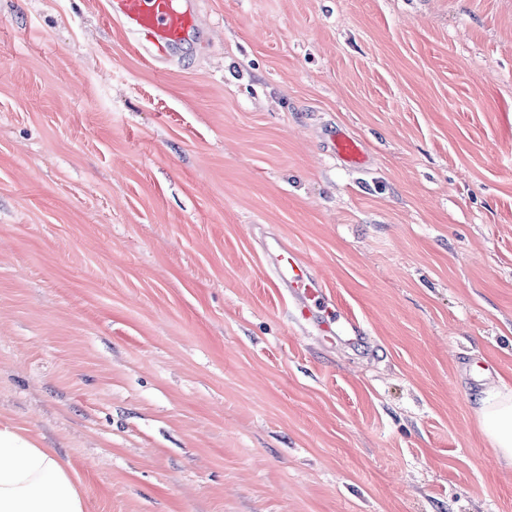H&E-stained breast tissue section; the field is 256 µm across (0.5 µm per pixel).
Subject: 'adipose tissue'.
<instances>
[{"instance_id": "ef3b65f1", "label": "adipose tissue", "mask_w": 512, "mask_h": 512, "mask_svg": "<svg viewBox=\"0 0 512 512\" xmlns=\"http://www.w3.org/2000/svg\"><path fill=\"white\" fill-rule=\"evenodd\" d=\"M475 413L498 459L512 466V389L484 392ZM0 512H86L69 464L6 422H0Z\"/></svg>"}]
</instances>
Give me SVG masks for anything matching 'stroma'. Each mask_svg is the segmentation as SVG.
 <instances>
[{
    "instance_id": "35a3bbf8",
    "label": "stroma",
    "mask_w": 512,
    "mask_h": 512,
    "mask_svg": "<svg viewBox=\"0 0 512 512\" xmlns=\"http://www.w3.org/2000/svg\"><path fill=\"white\" fill-rule=\"evenodd\" d=\"M193 2L160 70L107 0H0V420L87 512H512V0ZM333 149L336 156L351 167H360L366 161L359 140L342 131L333 136ZM262 251L274 277L288 288L291 296L304 303L303 316H308L314 309L323 312L319 327L326 336L339 338L343 335L352 337L350 340L361 336L363 331L359 323L345 316L337 307L335 309L326 293L324 282L300 256L299 251L279 239L264 243ZM481 431L498 459L512 466V389L485 391L476 400Z\"/></svg>"
}]
</instances>
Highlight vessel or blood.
Listing matches in <instances>:
<instances>
[{"mask_svg": "<svg viewBox=\"0 0 512 512\" xmlns=\"http://www.w3.org/2000/svg\"><path fill=\"white\" fill-rule=\"evenodd\" d=\"M109 14L136 35L147 53L156 59L168 57L173 48L187 39L196 23L190 0H109ZM333 149L349 166L359 167L366 161L359 140L344 132L334 135ZM262 251L274 277L291 296L303 302L304 313L321 312L319 326L324 334L334 338L361 336L359 323L335 309L323 281L299 251L279 240L263 244Z\"/></svg>", "mask_w": 512, "mask_h": 512, "instance_id": "1", "label": "vessel or blood"}]
</instances>
